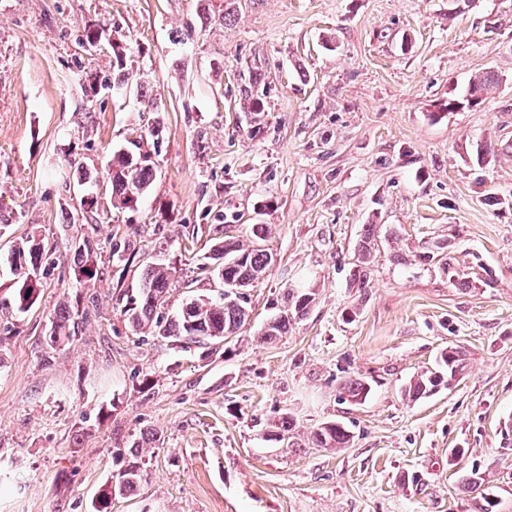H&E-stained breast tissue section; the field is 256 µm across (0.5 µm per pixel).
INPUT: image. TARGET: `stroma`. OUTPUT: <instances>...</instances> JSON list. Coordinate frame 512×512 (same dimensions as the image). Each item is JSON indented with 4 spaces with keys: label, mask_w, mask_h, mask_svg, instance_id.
Masks as SVG:
<instances>
[{
    "label": "stroma",
    "mask_w": 512,
    "mask_h": 512,
    "mask_svg": "<svg viewBox=\"0 0 512 512\" xmlns=\"http://www.w3.org/2000/svg\"><path fill=\"white\" fill-rule=\"evenodd\" d=\"M96 23L128 43L135 91L87 88L112 68L82 45ZM483 73L481 103L448 108ZM135 140L157 175L119 213L108 162ZM81 165L98 177L89 221ZM256 224L274 261L228 343L132 331L115 299L146 265L171 267L177 311L216 295L201 266L219 241L251 247ZM32 235L50 249L38 300L0 310V512H90L133 458L143 480L112 512H482L486 493L512 512V0H0V296ZM82 237L98 275L80 283ZM297 283L316 290L308 314L256 343ZM62 303L89 315L53 348ZM451 346L463 374L406 398ZM349 378L365 400L340 398ZM283 417L290 447L270 435ZM330 421L347 447L313 444ZM378 225L375 224H369L366 225V229L364 231V234L362 238L360 239L358 243V262L359 265H356L357 272L359 277L366 276V267L362 265H368L371 263L372 259V246L371 244H374V241H376V233H377Z\"/></svg>",
    "instance_id": "stroma-1"
}]
</instances>
